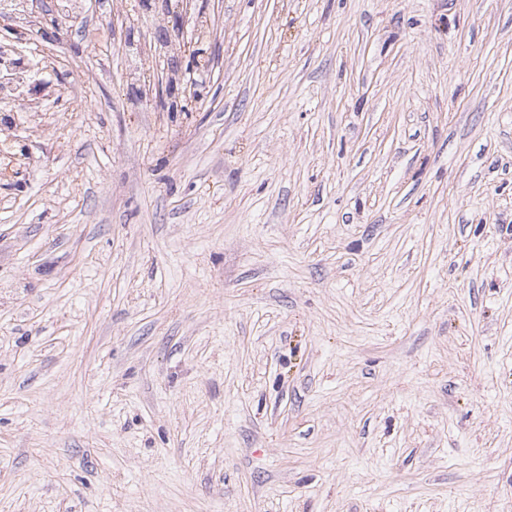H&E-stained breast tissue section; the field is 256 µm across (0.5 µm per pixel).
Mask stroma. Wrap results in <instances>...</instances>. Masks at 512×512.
<instances>
[{
    "instance_id": "1",
    "label": "stroma",
    "mask_w": 512,
    "mask_h": 512,
    "mask_svg": "<svg viewBox=\"0 0 512 512\" xmlns=\"http://www.w3.org/2000/svg\"><path fill=\"white\" fill-rule=\"evenodd\" d=\"M76 4L0 28V512H512V0Z\"/></svg>"
}]
</instances>
